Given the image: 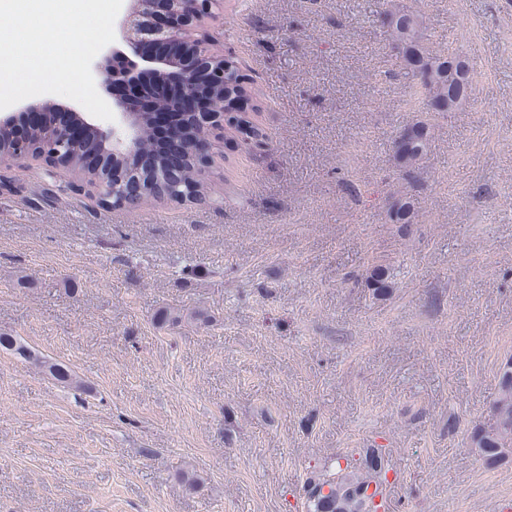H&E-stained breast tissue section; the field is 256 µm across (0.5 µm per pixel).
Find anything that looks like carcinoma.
I'll return each instance as SVG.
<instances>
[{
    "mask_svg": "<svg viewBox=\"0 0 512 512\" xmlns=\"http://www.w3.org/2000/svg\"><path fill=\"white\" fill-rule=\"evenodd\" d=\"M383 26L387 28L394 48L402 60L404 77L418 86L425 96L428 109L438 114L452 112L465 101L453 88L460 85L463 76L448 67V56L431 55L422 43L423 21L419 14L397 0H386V8L380 12ZM247 77L230 57L224 58V139L238 135L248 139L256 127L248 117ZM152 113H141L139 143L136 153L118 155L112 159V203L124 197L125 185L140 180L144 201H175L201 187L194 169L197 140L211 135L203 126H193L185 133L183 171L171 176L167 163L155 146ZM254 135H249V131ZM430 142L429 126L417 122L403 129L393 142V159L401 174H410L427 154ZM415 198L398 191L388 203V217L392 224H411L414 218ZM390 271L381 266L369 267L364 276V286L376 295H384L391 288ZM50 374L65 385L78 384L75 375L66 367L51 363ZM471 444L478 455L488 464L512 459V360L507 362L499 375L498 393L488 417L474 426ZM345 464H336V471L326 473L311 481L307 497L311 512H376L367 495L369 483L386 480L385 457L371 448L361 461L343 457Z\"/></svg>",
    "mask_w": 512,
    "mask_h": 512,
    "instance_id": "cac0c4a2",
    "label": "carcinoma"
}]
</instances>
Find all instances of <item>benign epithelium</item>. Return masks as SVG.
Returning <instances> with one entry per match:
<instances>
[{
  "mask_svg": "<svg viewBox=\"0 0 512 512\" xmlns=\"http://www.w3.org/2000/svg\"><path fill=\"white\" fill-rule=\"evenodd\" d=\"M194 16L177 18L161 13L149 17L133 28L130 18L118 20L114 24L115 41L102 48L91 64L94 80L106 87V103L115 119L104 126L95 118L80 111L73 102H57L47 99L42 102L21 100L0 113V132L13 138L14 153H0V166L14 165L30 157L46 166V174L69 170L73 156L69 146L82 140L88 133L94 134L102 148L91 169L99 170L104 162H112L116 153L129 154L135 151L138 140V111L128 102L126 95L118 88L143 79L156 85L178 81L179 95L191 103L198 96L196 85L209 82L222 84L224 72L215 63L224 58L222 52H212L202 59L186 53V47L203 39L216 44L219 39L207 29L199 26L195 16L200 9H210V0H196ZM18 112L33 115L62 113L66 121L45 123L35 121L24 138L14 137L11 130L13 118ZM80 189L96 198L104 207L112 206V198L103 194L104 182L96 178L79 184Z\"/></svg>",
  "mask_w": 512,
  "mask_h": 512,
  "instance_id": "benign-epithelium-1",
  "label": "benign epithelium"
}]
</instances>
